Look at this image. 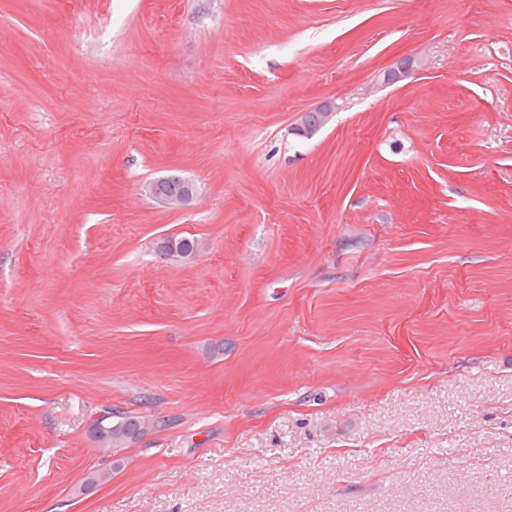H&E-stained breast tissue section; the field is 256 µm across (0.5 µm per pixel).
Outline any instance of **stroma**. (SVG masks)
<instances>
[{
  "label": "stroma",
  "mask_w": 512,
  "mask_h": 512,
  "mask_svg": "<svg viewBox=\"0 0 512 512\" xmlns=\"http://www.w3.org/2000/svg\"><path fill=\"white\" fill-rule=\"evenodd\" d=\"M0 512H512V0H0ZM145 192L171 209L188 207L197 195V185L179 174L150 181ZM203 248V242H193L179 236H168L157 242L155 250L165 261L181 262L194 258Z\"/></svg>",
  "instance_id": "1"
}]
</instances>
